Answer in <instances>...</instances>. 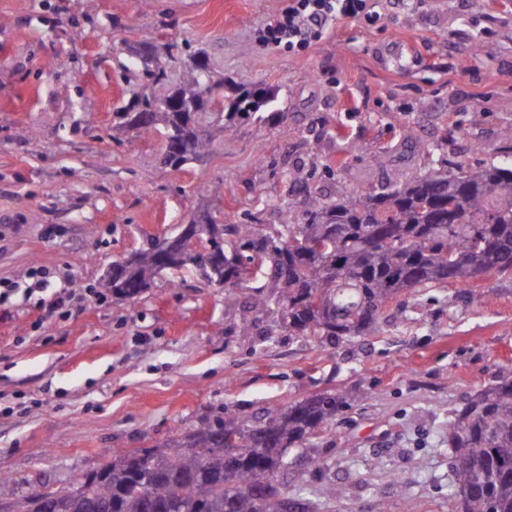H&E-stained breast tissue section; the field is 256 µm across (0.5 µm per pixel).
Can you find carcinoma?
I'll return each instance as SVG.
<instances>
[{
  "label": "carcinoma",
  "mask_w": 512,
  "mask_h": 512,
  "mask_svg": "<svg viewBox=\"0 0 512 512\" xmlns=\"http://www.w3.org/2000/svg\"><path fill=\"white\" fill-rule=\"evenodd\" d=\"M210 85H224V77L187 66L175 88L143 99L151 121L118 113L112 139L167 132L177 146L167 161L174 169L206 155L231 132L226 123L200 132L191 122L205 110ZM271 100L247 91L232 108L256 112ZM455 169L405 175L383 194L359 196L343 183L332 198L310 194L288 203L269 233L195 216L192 234L203 250L153 244L114 261L119 276L100 287L133 299L161 272L190 266L227 291L262 282L242 308V332L251 330L252 314L265 312L290 336H356L402 292L512 274V157ZM344 403L339 393L318 394L252 420L226 405L224 415L162 446L119 453L67 487L0 504V512H314L288 490V450L312 447ZM448 448L457 463L455 512H512L511 365L448 421Z\"/></svg>",
  "instance_id": "1"
}]
</instances>
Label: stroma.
<instances>
[{
    "mask_svg": "<svg viewBox=\"0 0 512 512\" xmlns=\"http://www.w3.org/2000/svg\"><path fill=\"white\" fill-rule=\"evenodd\" d=\"M373 4L291 46L268 36L289 0H0V502L228 406L249 417L339 391L335 423L290 451L289 486L316 512H452L448 418L512 364V277L477 280L475 303L452 285L401 294L375 331L338 341L264 317L231 331L249 288L195 272L163 273L132 300L99 288L113 261L200 208L266 231L289 201L342 182L374 194L443 161L503 160L512 0ZM145 43L167 88L203 50L224 105L260 89L276 100L232 116L204 158L165 166L159 137H111L154 87L133 53ZM407 126L425 152L405 145ZM333 481L342 498L325 495Z\"/></svg>",
    "mask_w": 512,
    "mask_h": 512,
    "instance_id": "1",
    "label": "stroma"
}]
</instances>
